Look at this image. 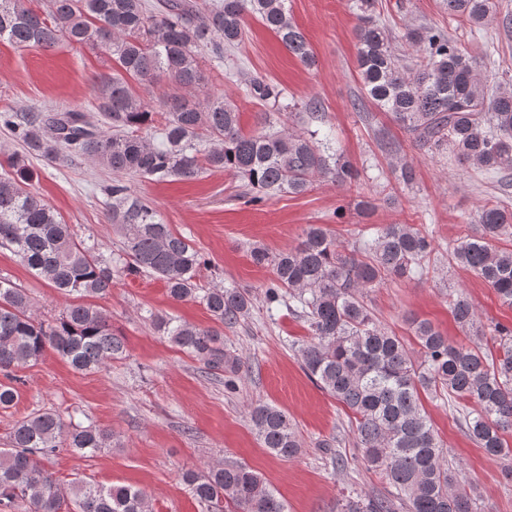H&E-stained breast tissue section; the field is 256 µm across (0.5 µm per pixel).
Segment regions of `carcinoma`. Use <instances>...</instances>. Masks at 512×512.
Listing matches in <instances>:
<instances>
[{
    "instance_id": "carcinoma-1",
    "label": "carcinoma",
    "mask_w": 512,
    "mask_h": 512,
    "mask_svg": "<svg viewBox=\"0 0 512 512\" xmlns=\"http://www.w3.org/2000/svg\"><path fill=\"white\" fill-rule=\"evenodd\" d=\"M448 14L472 25L497 20L499 0H444ZM287 0H49L39 12L27 0H0V40L17 49H50L60 43L92 46L118 71L98 78L96 109L112 127L98 130L80 108L52 115L1 112L29 151L49 162L79 154L112 174L135 173L156 181L189 179L203 169L245 178L256 190L252 202L270 193L300 194L316 177L350 182L352 167L330 140L320 142L283 127L273 129L270 113H259L245 132L236 105L224 97L204 101L174 94L166 102L161 143L147 137L153 112L131 91L127 78L152 83L168 78L177 88L197 91L205 76L203 49L214 55L238 45L249 13L273 30L288 52L306 66L314 55L292 21ZM378 0H356L358 64L366 99L412 135L421 148H446L454 159L486 173L512 169V81L490 87L471 56L442 32H407L404 45L417 53L411 72L400 69L392 32L377 14ZM248 98L276 103L278 86L253 78ZM209 142L200 153L197 144ZM27 156L9 159L0 175V247L11 250L37 276L80 302L57 318L39 321L25 289L0 279V408L17 398L12 371L37 363L49 349L80 372L106 367L125 354L124 337L89 298H101L122 275L147 274L163 280L175 301L198 300L214 325L198 327L180 318L148 312L154 330L201 362L207 373L232 377L241 359L224 349V328L249 314L243 288H200L197 276L207 261L157 210L133 196L119 179L109 188L108 220L123 248L108 256L80 240L56 210L29 189ZM512 235V211L486 204L475 231L450 249L452 260L493 288L512 308V250L496 247ZM433 252L431 241L412 224H385L369 239L347 247L325 224H308L298 245L285 252L250 249L257 266L275 275L267 301L292 299L308 323L311 340L298 354L304 371L354 415L358 451L370 470L381 472L390 490L349 499L344 512H487L474 489L462 487L443 451L420 398L421 392L448 395L469 438L494 458L512 457L503 435L512 433V325L484 326L468 297L448 293V307L460 330L477 338L471 346L448 339L426 319L409 318L417 345L377 324L368 293L385 279L422 275ZM252 425L271 454L294 457L302 444L280 408L251 403ZM111 433L93 423L65 421L55 410L33 413L15 423L10 447L0 448V509L22 501L30 512H151L148 496L132 485H92L73 480L63 486L43 461L62 450L96 453ZM182 479L211 512H288L256 471L242 463L188 470Z\"/></svg>"
}]
</instances>
